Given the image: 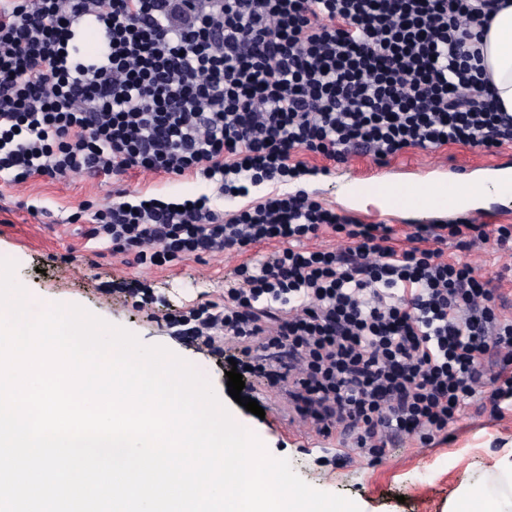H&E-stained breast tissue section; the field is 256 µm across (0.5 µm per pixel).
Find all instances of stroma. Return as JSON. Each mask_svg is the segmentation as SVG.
<instances>
[{"label":"stroma","instance_id":"stroma-1","mask_svg":"<svg viewBox=\"0 0 512 512\" xmlns=\"http://www.w3.org/2000/svg\"><path fill=\"white\" fill-rule=\"evenodd\" d=\"M438 158L475 168L492 160L491 155L460 145L416 147L391 159L385 173L401 182L433 181L437 175L431 167ZM306 171L316 177L310 195L337 213L363 217L371 224H391L405 233L415 224H451L459 219L455 213L389 212L352 199L353 183L377 171L367 156L350 157L344 165L313 157ZM118 189L126 190L133 203L150 198L181 203L205 195L214 209L230 214L268 193L286 192L288 186L267 182L250 188L247 195L230 198L213 182L136 170L117 180L89 173L54 180L37 177L20 185L0 180V258L16 262L15 278L34 306L77 304L129 329L144 344L179 352L210 381L233 419L254 433L271 456L288 459L312 487L351 498L361 512H448V501L460 487H484L493 452L512 449V408L495 412L480 398L449 424L447 436L429 443L415 435L395 438L375 462L351 447L338 450V437L288 431L272 417L246 411L229 396L226 377L232 360L242 357L240 347L227 340L223 355H215L197 341L177 335L167 318L186 307L223 302L225 289L237 285L239 265L274 255L280 243L242 254L219 251L173 266H140L129 256L113 253L107 243L90 238L87 220H70L81 201L103 206ZM470 257L500 287L507 299L503 312L512 316V249L479 241Z\"/></svg>","mask_w":512,"mask_h":512}]
</instances>
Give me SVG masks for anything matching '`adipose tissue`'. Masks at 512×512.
<instances>
[{
  "label": "adipose tissue",
  "instance_id": "obj_1",
  "mask_svg": "<svg viewBox=\"0 0 512 512\" xmlns=\"http://www.w3.org/2000/svg\"><path fill=\"white\" fill-rule=\"evenodd\" d=\"M487 89L500 111L512 113V0L494 15L483 37Z\"/></svg>",
  "mask_w": 512,
  "mask_h": 512
}]
</instances>
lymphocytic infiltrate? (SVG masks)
Instances as JSON below:
<instances>
[{
  "label": "lymphocytic infiltrate",
  "instance_id": "f902f5d3",
  "mask_svg": "<svg viewBox=\"0 0 512 512\" xmlns=\"http://www.w3.org/2000/svg\"><path fill=\"white\" fill-rule=\"evenodd\" d=\"M498 0H0V174L14 184L130 170L248 186L286 183L304 156L512 142L479 67ZM100 50L80 54L81 23ZM90 213L91 236L136 264L250 251L223 304L180 315L193 338L241 345L244 373L286 392L323 437L381 457L388 433L431 441L469 401L512 405V318L448 243L512 244L511 224H418L404 238L306 191L231 216L210 199ZM322 233L343 248H307Z\"/></svg>",
  "mask_w": 512,
  "mask_h": 512
}]
</instances>
